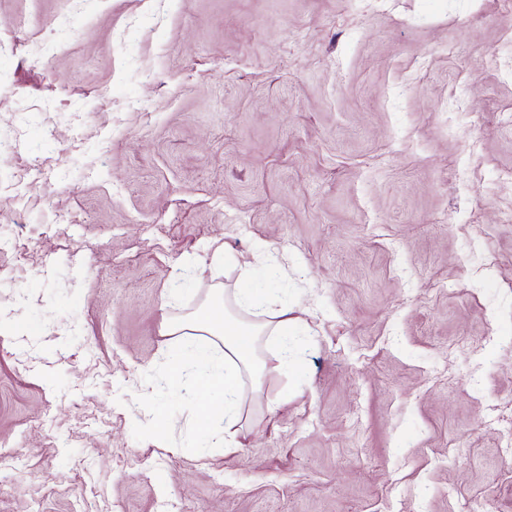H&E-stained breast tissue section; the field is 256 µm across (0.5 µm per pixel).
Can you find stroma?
<instances>
[{"mask_svg":"<svg viewBox=\"0 0 512 512\" xmlns=\"http://www.w3.org/2000/svg\"><path fill=\"white\" fill-rule=\"evenodd\" d=\"M508 113L512 0H0V512H512ZM247 276L227 451L164 328Z\"/></svg>","mask_w":512,"mask_h":512,"instance_id":"1","label":"stroma"}]
</instances>
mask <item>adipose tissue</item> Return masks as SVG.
Masks as SVG:
<instances>
[{
  "label": "adipose tissue",
  "instance_id": "1",
  "mask_svg": "<svg viewBox=\"0 0 512 512\" xmlns=\"http://www.w3.org/2000/svg\"><path fill=\"white\" fill-rule=\"evenodd\" d=\"M234 302L248 312V319L233 317L223 300L217 299L201 321L179 319L172 321L168 328L172 336L198 331L213 336L215 343L223 346V369L211 367L207 350L199 349L193 351L190 358L175 357L168 373L172 381L195 385L205 393L206 398L198 408L200 421H208L214 411V401H221L224 422L215 426L213 434L228 438L233 437V429L240 422L244 379H257L266 369L265 362L256 355L255 344L259 336L271 330L284 337L295 325L287 309H269L250 289H237Z\"/></svg>",
  "mask_w": 512,
  "mask_h": 512
}]
</instances>
